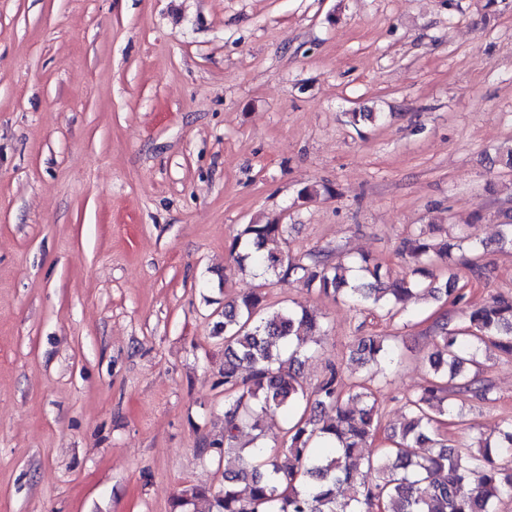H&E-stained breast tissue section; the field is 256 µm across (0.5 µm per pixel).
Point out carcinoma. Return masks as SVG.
<instances>
[{
	"label": "carcinoma",
	"mask_w": 512,
	"mask_h": 512,
	"mask_svg": "<svg viewBox=\"0 0 512 512\" xmlns=\"http://www.w3.org/2000/svg\"><path fill=\"white\" fill-rule=\"evenodd\" d=\"M288 235V225L246 224L230 254L239 267H255L263 282L224 302V426L203 441L200 454L224 463L214 491L193 486L178 494L174 512H499L512 500V420L495 437L479 436L477 447H455L440 434L445 419L463 416L466 401L491 400L493 384L470 376L480 353L493 348L512 357V298L493 297L466 311V323L441 325L429 355L433 380L422 394L406 398V419L386 430L375 459L361 451L381 430L375 394L363 379L345 388L339 368L326 367L312 388L300 369L312 354L308 337L323 325L305 306L266 316L267 282L318 283L326 296H342L368 311L403 312L427 294L441 301L461 298L456 279L436 276V262H453V249L468 247L465 263L481 269L483 243L465 233L461 244L436 245L418 234L403 243L409 275L391 281L380 262L362 256L352 265L329 262L319 253L292 259L270 244ZM397 357L383 336H363L351 350L362 367ZM288 414L280 446L264 442V419ZM253 446H238L244 429ZM247 483L248 493L238 489Z\"/></svg>",
	"instance_id": "cac0c4a2"
}]
</instances>
